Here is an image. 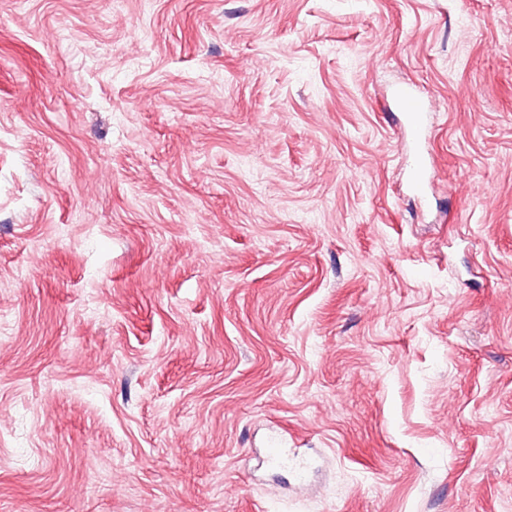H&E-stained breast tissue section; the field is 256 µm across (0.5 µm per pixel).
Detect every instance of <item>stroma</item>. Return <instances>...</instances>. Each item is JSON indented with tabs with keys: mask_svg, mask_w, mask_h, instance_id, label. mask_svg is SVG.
<instances>
[{
	"mask_svg": "<svg viewBox=\"0 0 512 512\" xmlns=\"http://www.w3.org/2000/svg\"><path fill=\"white\" fill-rule=\"evenodd\" d=\"M0 512H512V0H0ZM403 111L406 114L408 124V133L411 138L415 139L419 133L421 125L424 103L419 95L411 88L402 93Z\"/></svg>",
	"mask_w": 512,
	"mask_h": 512,
	"instance_id": "stroma-1",
	"label": "stroma"
}]
</instances>
